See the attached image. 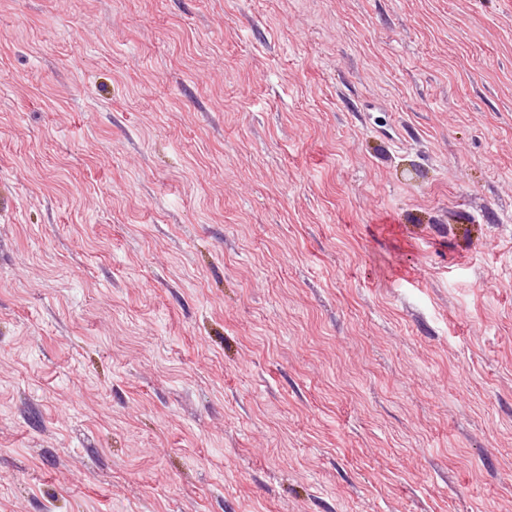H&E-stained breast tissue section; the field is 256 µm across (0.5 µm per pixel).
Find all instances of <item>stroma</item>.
Segmentation results:
<instances>
[{"label": "stroma", "instance_id": "stroma-1", "mask_svg": "<svg viewBox=\"0 0 512 512\" xmlns=\"http://www.w3.org/2000/svg\"><path fill=\"white\" fill-rule=\"evenodd\" d=\"M0 512H512V0H0Z\"/></svg>", "mask_w": 512, "mask_h": 512}]
</instances>
